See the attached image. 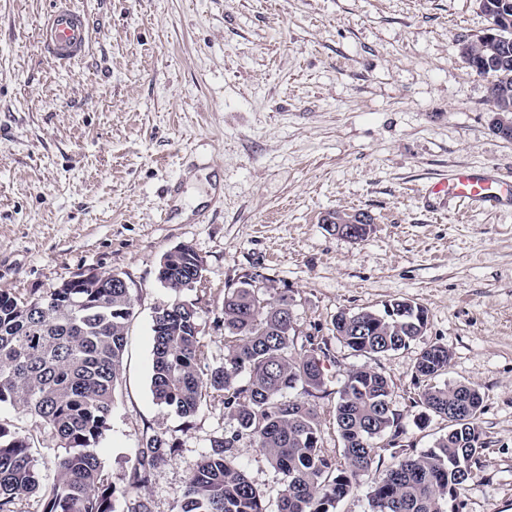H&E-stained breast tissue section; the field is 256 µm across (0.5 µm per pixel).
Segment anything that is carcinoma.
I'll use <instances>...</instances> for the list:
<instances>
[{
	"label": "carcinoma",
	"instance_id": "obj_1",
	"mask_svg": "<svg viewBox=\"0 0 512 512\" xmlns=\"http://www.w3.org/2000/svg\"><path fill=\"white\" fill-rule=\"evenodd\" d=\"M472 53L486 67L493 88L508 90L512 106V33L476 45ZM200 271L206 272L202 259L187 247L159 265L163 287L175 294L197 289L200 296L155 311L152 394L183 417L193 416L204 401L217 400L237 428L212 440L211 451L182 489V512H266L244 471L227 459L244 435L286 477L277 512H333L381 450L397 462L369 493V512H447L448 498L471 477L485 447L483 398L475 386L435 384L419 394V424L433 414L448 420V433L415 453L400 447V414L392 408L387 378L372 368L352 371L334 407L344 457L338 467L322 448L316 405L283 399L298 385L307 393L324 386L321 359L328 356L327 342L309 337L300 351L292 350L296 329L288 299L266 298L242 281L224 295V363L203 372L208 346L198 331L199 301L209 289L194 280ZM416 309L417 303L397 299L381 312H340L332 320L333 333L357 353L396 352L426 328ZM133 313L129 289L109 277L94 288L56 287L37 297L0 290V403L31 415L37 430L62 449L53 482L44 488L32 453L34 436L0 425V512H17L18 503L35 494L37 512H115V489L95 447L110 429ZM450 359L444 346L424 349L415 378H438ZM386 435L385 445L374 446ZM171 448L165 434L147 436L127 473L128 489L144 488Z\"/></svg>",
	"mask_w": 512,
	"mask_h": 512
}]
</instances>
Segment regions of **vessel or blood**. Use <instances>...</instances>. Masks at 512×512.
Instances as JSON below:
<instances>
[{
	"label": "vessel or blood",
	"mask_w": 512,
	"mask_h": 512,
	"mask_svg": "<svg viewBox=\"0 0 512 512\" xmlns=\"http://www.w3.org/2000/svg\"><path fill=\"white\" fill-rule=\"evenodd\" d=\"M91 32L86 12L74 0H54L52 11L40 25V48L55 63L72 64L85 56ZM428 191L479 207L501 209L512 205V181L501 178L491 167L453 169L447 178L431 184Z\"/></svg>",
	"instance_id": "vessel-or-blood-1"
}]
</instances>
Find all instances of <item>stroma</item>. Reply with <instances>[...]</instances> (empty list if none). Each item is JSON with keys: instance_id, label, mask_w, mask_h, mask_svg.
Masks as SVG:
<instances>
[{"instance_id": "obj_1", "label": "stroma", "mask_w": 512, "mask_h": 512, "mask_svg": "<svg viewBox=\"0 0 512 512\" xmlns=\"http://www.w3.org/2000/svg\"><path fill=\"white\" fill-rule=\"evenodd\" d=\"M53 0H0V290L44 293L88 268L132 282L122 373L96 448L116 512L147 499L181 512L182 488L210 441L236 425L218 402L190 418L151 393L158 306L195 299L160 284L163 256L187 244L207 269L200 308L209 364L226 352L224 294L246 278L291 299L295 346L327 340L325 384L310 399L322 446L351 371L392 387L403 445L448 430L417 425L422 350L451 353L445 381L477 387L486 442L448 512H512V208H465L428 186L459 166L512 180V141L489 130L486 79L459 55L487 24L477 0H78L93 27L73 66L44 57ZM365 212L360 242L328 213ZM423 306L424 332L388 355H361L332 332L338 312ZM175 447L142 492L125 473L145 435ZM267 512L283 475L250 438L230 453Z\"/></svg>"}]
</instances>
